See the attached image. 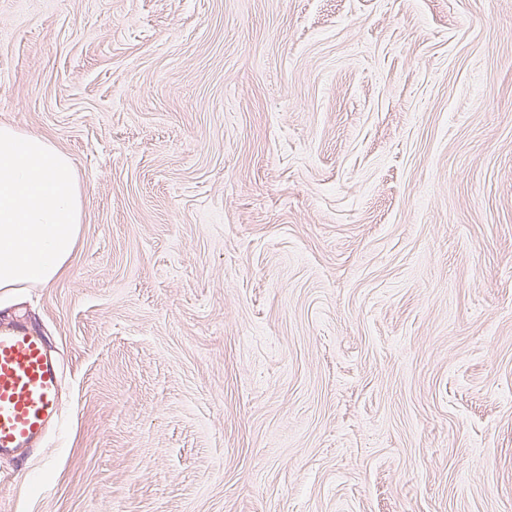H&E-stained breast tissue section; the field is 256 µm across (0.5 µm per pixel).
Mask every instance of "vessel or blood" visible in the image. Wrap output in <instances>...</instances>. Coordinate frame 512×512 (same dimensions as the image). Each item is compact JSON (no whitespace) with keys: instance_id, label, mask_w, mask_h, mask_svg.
I'll return each mask as SVG.
<instances>
[{"instance_id":"b4317fda","label":"vessel or blood","mask_w":512,"mask_h":512,"mask_svg":"<svg viewBox=\"0 0 512 512\" xmlns=\"http://www.w3.org/2000/svg\"><path fill=\"white\" fill-rule=\"evenodd\" d=\"M60 392L45 337L23 322L0 327V456L36 447L60 424Z\"/></svg>"}]
</instances>
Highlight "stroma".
<instances>
[{
    "label": "stroma",
    "mask_w": 512,
    "mask_h": 512,
    "mask_svg": "<svg viewBox=\"0 0 512 512\" xmlns=\"http://www.w3.org/2000/svg\"><path fill=\"white\" fill-rule=\"evenodd\" d=\"M1 124L82 220L0 512H512V0H0Z\"/></svg>",
    "instance_id": "stroma-1"
}]
</instances>
